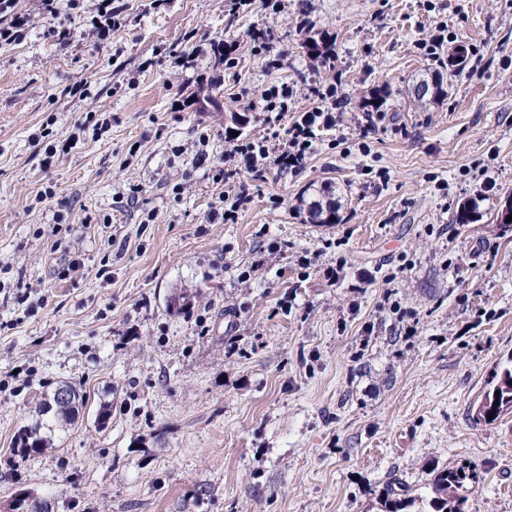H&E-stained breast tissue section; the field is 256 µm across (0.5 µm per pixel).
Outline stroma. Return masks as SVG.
<instances>
[{
  "label": "stroma",
  "instance_id": "35a3bbf8",
  "mask_svg": "<svg viewBox=\"0 0 512 512\" xmlns=\"http://www.w3.org/2000/svg\"><path fill=\"white\" fill-rule=\"evenodd\" d=\"M96 3L59 0L62 45L18 0L27 22L0 46V512L21 492L53 512H383L392 479L425 496L465 463L472 512H512V413L470 423L512 357V0H114L104 40ZM322 34L330 68L305 47ZM460 45L447 100L417 108L415 77ZM284 82L281 128L331 84L334 126L298 172L214 181L266 136ZM328 181L341 222L306 223L300 198ZM241 186L237 223H210ZM183 288L186 316L168 308ZM62 381L90 395L78 423L15 463L14 432ZM293 96V89L288 84L274 86L269 89L266 95V109L270 112L277 110L275 118L282 115L283 112H288V100L290 101Z\"/></svg>",
  "mask_w": 512,
  "mask_h": 512
}]
</instances>
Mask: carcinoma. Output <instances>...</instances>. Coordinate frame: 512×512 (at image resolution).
<instances>
[{
    "mask_svg": "<svg viewBox=\"0 0 512 512\" xmlns=\"http://www.w3.org/2000/svg\"><path fill=\"white\" fill-rule=\"evenodd\" d=\"M466 65V61L456 62L448 59V74H436L434 78L433 100L443 101L448 98V86L445 85V77H454ZM391 91L387 87H381L373 91L371 97L365 101V106L375 112L383 111ZM308 213L312 224H336L340 220L339 203L336 201L335 186L326 183L315 190L312 198L300 202ZM192 292L181 290L171 295L168 307L179 314H188L195 305ZM494 385L484 392L472 414L473 424L489 425L495 422L499 416L512 411V359L508 363L499 366L495 371ZM70 393V400L55 408L52 412L45 411L47 400L55 395L50 392L29 410L32 419L21 425L14 433L10 442V451L14 458L20 462L43 453L52 447L55 434L65 432L83 413L89 403V396L82 388L69 382L63 383ZM477 475L474 469L466 466L447 467L437 471L431 482L432 497L415 498L407 493L398 494L395 489H387L384 499L385 512H408L415 507L416 502L421 501L428 508L419 512H469V486L476 483Z\"/></svg>",
    "mask_w": 512,
    "mask_h": 512,
    "instance_id": "1",
    "label": "carcinoma"
}]
</instances>
